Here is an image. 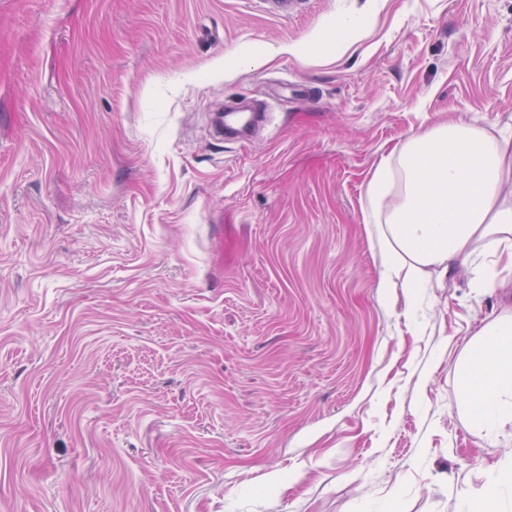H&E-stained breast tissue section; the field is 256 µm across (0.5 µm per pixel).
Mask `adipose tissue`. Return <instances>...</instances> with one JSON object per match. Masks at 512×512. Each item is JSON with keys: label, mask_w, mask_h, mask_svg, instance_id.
<instances>
[{"label": "adipose tissue", "mask_w": 512, "mask_h": 512, "mask_svg": "<svg viewBox=\"0 0 512 512\" xmlns=\"http://www.w3.org/2000/svg\"><path fill=\"white\" fill-rule=\"evenodd\" d=\"M366 197L387 286L412 290L448 275L486 243L494 258L477 287L512 286V135L454 118L423 129L381 157ZM465 357L472 423L512 427V321L490 322Z\"/></svg>", "instance_id": "adipose-tissue-1"}]
</instances>
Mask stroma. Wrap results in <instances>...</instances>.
<instances>
[{
    "label": "stroma",
    "instance_id": "obj_1",
    "mask_svg": "<svg viewBox=\"0 0 512 512\" xmlns=\"http://www.w3.org/2000/svg\"><path fill=\"white\" fill-rule=\"evenodd\" d=\"M451 115L512 131V0H0V512H512L460 384L512 300L365 224Z\"/></svg>",
    "mask_w": 512,
    "mask_h": 512
}]
</instances>
